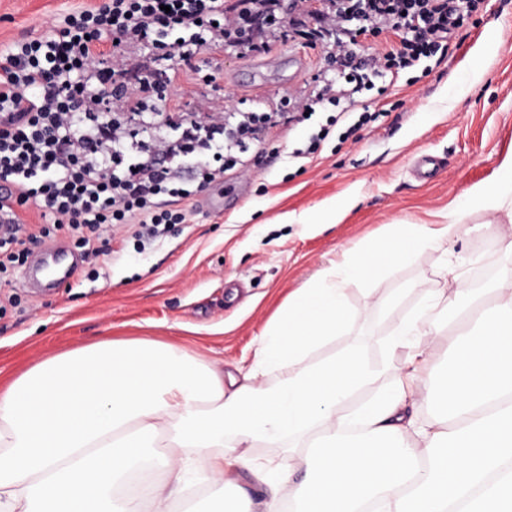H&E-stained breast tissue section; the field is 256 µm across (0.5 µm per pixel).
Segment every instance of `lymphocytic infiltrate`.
Returning a JSON list of instances; mask_svg holds the SVG:
<instances>
[{
	"label": "lymphocytic infiltrate",
	"mask_w": 512,
	"mask_h": 512,
	"mask_svg": "<svg viewBox=\"0 0 512 512\" xmlns=\"http://www.w3.org/2000/svg\"><path fill=\"white\" fill-rule=\"evenodd\" d=\"M482 0H293V30L279 0H96L49 17L41 32L0 45V274L23 262L52 229L70 227L75 246L96 258L104 231L120 230L138 250L184 223L188 205L226 172L245 174L248 154L277 125L272 112L202 100L178 111L179 58L232 44L241 55L267 52L294 33L321 45L324 65L308 95L281 108L327 112L294 158L317 154L336 124L342 139L371 121L356 111L380 80L444 61L462 30L476 26ZM395 43H388V36ZM381 43L354 61L359 37ZM33 205L42 223L17 214Z\"/></svg>",
	"instance_id": "f902f5d3"
}]
</instances>
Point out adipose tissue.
Returning a JSON list of instances; mask_svg holds the SVG:
<instances>
[{
	"label": "adipose tissue",
	"mask_w": 512,
	"mask_h": 512,
	"mask_svg": "<svg viewBox=\"0 0 512 512\" xmlns=\"http://www.w3.org/2000/svg\"><path fill=\"white\" fill-rule=\"evenodd\" d=\"M501 179L471 194L512 216V153ZM455 213L399 224L344 251L293 293L266 325L243 376L149 337L102 340L49 357L0 386V512H171L188 478L208 481L214 512H279L291 488L298 512H512V279L479 294L463 278L434 288L387 340L406 351L403 377L356 408L347 399L375 371L360 353L306 356L348 323L346 290L373 289L388 269L458 238ZM481 315L448 343V367L425 377L448 312ZM287 367L277 382L265 371ZM431 405L435 418L418 411ZM287 448L288 462L251 458ZM271 496L225 498L240 469Z\"/></svg>",
	"instance_id": "ef3b65f1"
}]
</instances>
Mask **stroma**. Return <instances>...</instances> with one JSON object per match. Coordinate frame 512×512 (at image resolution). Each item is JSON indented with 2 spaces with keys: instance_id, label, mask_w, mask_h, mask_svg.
<instances>
[{
  "instance_id": "obj_1",
  "label": "stroma",
  "mask_w": 512,
  "mask_h": 512,
  "mask_svg": "<svg viewBox=\"0 0 512 512\" xmlns=\"http://www.w3.org/2000/svg\"><path fill=\"white\" fill-rule=\"evenodd\" d=\"M94 2L0 0V43ZM479 19L430 73L413 70L393 79L386 95L364 96L380 117L363 126L360 141H340L334 132L318 157L299 161L292 152L317 121L274 129L254 149L248 175L211 188L223 209L195 200L185 223L159 245L140 253L121 233H104L106 257L77 261L68 279L46 287L30 277L37 257L73 248L69 229L54 230L26 265L12 269V288H0V377L120 336L177 340L225 369L250 367L257 336L289 294L343 251L386 237L394 225L433 224L460 209L462 228L447 253L428 250L392 268L369 295L350 285L346 328L309 355L316 361L354 348L378 368L351 397L354 406L401 376L406 355L389 352L386 340L427 290L452 283L447 265L480 263L491 285L512 274L503 247L512 221L483 211L470 195L474 186L497 183L512 149V0H483ZM321 58V47L300 38L246 57L228 44L199 51L180 63V109L195 111L208 97L275 111L281 98L308 90ZM211 71L216 81L200 85ZM424 155L440 164L429 181L415 175Z\"/></svg>"
}]
</instances>
